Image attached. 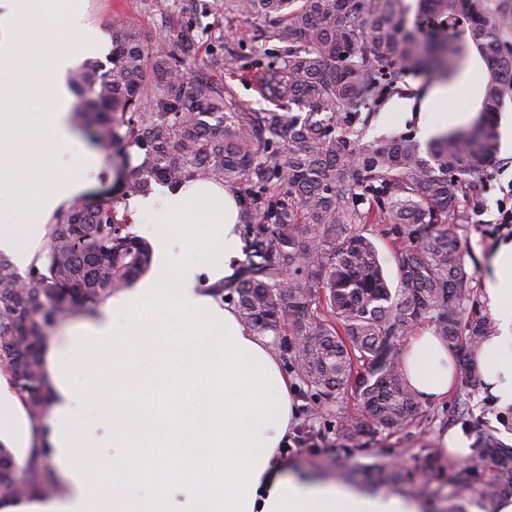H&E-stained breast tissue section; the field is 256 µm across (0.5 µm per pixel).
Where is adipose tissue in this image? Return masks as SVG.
Segmentation results:
<instances>
[{
	"instance_id": "obj_1",
	"label": "adipose tissue",
	"mask_w": 512,
	"mask_h": 512,
	"mask_svg": "<svg viewBox=\"0 0 512 512\" xmlns=\"http://www.w3.org/2000/svg\"><path fill=\"white\" fill-rule=\"evenodd\" d=\"M85 0H0V253L40 265L54 216L96 185L79 147L67 84L100 41ZM241 199L211 182L159 185L120 206L151 231L149 272L87 318L47 337L48 402L32 417L0 368V445L17 462L47 451L52 494L0 499V512H420L400 494L315 480L280 458L298 402L269 339L255 335L215 286L233 273ZM481 300L498 324L472 350L481 394L512 408V241L498 245ZM401 365L417 399L456 385L455 356L433 328L410 336Z\"/></svg>"
}]
</instances>
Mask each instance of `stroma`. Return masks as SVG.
Listing matches in <instances>:
<instances>
[{"label": "stroma", "mask_w": 512, "mask_h": 512, "mask_svg": "<svg viewBox=\"0 0 512 512\" xmlns=\"http://www.w3.org/2000/svg\"><path fill=\"white\" fill-rule=\"evenodd\" d=\"M86 6L101 39H109L108 24L119 15L139 27L152 56L173 52V33L189 15L187 0H86ZM198 22L202 31L198 54L187 67L192 82L229 90L234 101L250 111H271L272 103L263 99L255 85L261 65L268 62L264 43L256 38L258 30L267 27V20L247 18L227 9L199 17ZM355 127L361 130L364 141L373 143L401 135L415 138L420 131L417 117L395 108L389 98L376 108H361ZM483 179L484 193L477 200L461 201L456 222L465 267L478 277L487 269L497 245L512 238V231L496 222L499 204L512 205V139L498 138L497 162ZM296 393L300 417L285 456L288 466L359 486L367 484L376 491H389L390 486L379 480L365 482V470L393 459L412 469L421 468L425 458L436 456L444 429L465 435L476 426L495 427L512 444V430L505 429L500 411L478 393L467 399V414L459 412L463 397L457 391L446 403L425 407L422 419L413 424L392 433L368 435L358 444L346 441L336 430L338 416L357 411L353 397L327 403L311 397L301 383Z\"/></svg>", "instance_id": "1"}]
</instances>
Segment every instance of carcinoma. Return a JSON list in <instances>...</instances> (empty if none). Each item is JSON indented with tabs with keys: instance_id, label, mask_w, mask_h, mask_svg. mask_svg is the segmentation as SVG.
Segmentation results:
<instances>
[{
	"instance_id": "obj_1",
	"label": "carcinoma",
	"mask_w": 512,
	"mask_h": 512,
	"mask_svg": "<svg viewBox=\"0 0 512 512\" xmlns=\"http://www.w3.org/2000/svg\"><path fill=\"white\" fill-rule=\"evenodd\" d=\"M433 2L448 39L423 47L406 30L405 0H203L202 11L227 7L273 20L258 34L270 47L260 82L263 95L279 102L271 112H244L192 83L182 68L198 44L190 20L176 34L175 52L154 61L158 98L145 83L141 33L119 15L110 26L108 68L89 62L69 76L82 98L77 125L119 152L121 196L190 179L239 190L245 259L214 295L234 303L251 331L278 341L313 395L326 402L356 395L362 410L338 425L350 442L400 430L419 413L400 351L420 323L430 322L458 355L457 382L466 391L481 388L467 350L495 332L477 311L473 275L448 219L461 200L483 194L482 174L496 163L490 113L512 91V0ZM473 49L485 72L470 127L424 149L410 137L374 144L342 131L357 120L355 98L371 92L382 99L399 66L430 62L452 78ZM132 147L141 162H133ZM362 224L409 226L411 244L396 254L397 287L389 286ZM151 256L116 205L80 199L54 217L41 265L23 276L0 255V365L32 416L47 402L40 358L47 328L129 287ZM472 451L490 476L479 481L461 467L448 477L463 498L494 512L501 493L512 492V445L477 429ZM54 487L46 455L21 467L0 446V498Z\"/></svg>"
}]
</instances>
